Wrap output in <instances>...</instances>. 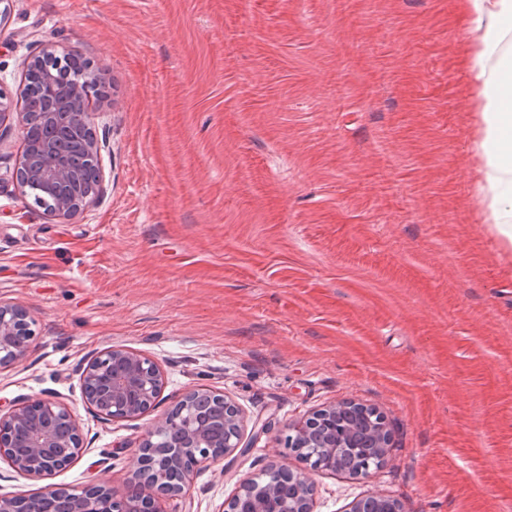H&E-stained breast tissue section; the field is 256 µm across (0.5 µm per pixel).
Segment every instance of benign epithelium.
Instances as JSON below:
<instances>
[{
	"mask_svg": "<svg viewBox=\"0 0 512 512\" xmlns=\"http://www.w3.org/2000/svg\"><path fill=\"white\" fill-rule=\"evenodd\" d=\"M55 111H40L26 100L19 107L0 95V128L16 122L26 130L39 119L56 134L78 129L85 134L77 156L49 142L25 144L16 180L27 194L34 186L54 193L52 214L67 220L93 205L100 195L95 186L84 195L61 187L84 160L102 173L100 148L93 137L94 113L89 101L101 97L104 87L94 72L86 81L51 87ZM29 312L0 304V367L21 362L34 335ZM163 379L148 356L124 347H112L90 357L80 372L82 404L104 422L143 419L156 405ZM245 419L241 409L224 394L198 387L186 392L175 407L148 423L135 450V464L122 485H90L80 491L49 482L87 450L82 428L71 405L49 393L3 409L0 407V459L32 481L45 485L25 496L0 495V512H166V502L180 495L198 468L228 457L241 456ZM284 447L296 452L315 470L336 473L340 447L376 448L380 461L389 455L390 435L376 410L356 403L327 405L311 416L288 424ZM164 467L171 479L153 482V471ZM314 512V485L301 472L270 464L256 477L243 480L224 505V512ZM346 512H403L400 503L382 494L357 499Z\"/></svg>",
	"mask_w": 512,
	"mask_h": 512,
	"instance_id": "obj_1",
	"label": "benign epithelium"
}]
</instances>
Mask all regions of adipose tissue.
<instances>
[{
	"mask_svg": "<svg viewBox=\"0 0 512 512\" xmlns=\"http://www.w3.org/2000/svg\"><path fill=\"white\" fill-rule=\"evenodd\" d=\"M462 3L472 36L467 70L475 89L473 145L481 160L472 193L512 245V55L503 49L512 32V0Z\"/></svg>",
	"mask_w": 512,
	"mask_h": 512,
	"instance_id": "ef3b65f1",
	"label": "adipose tissue"
}]
</instances>
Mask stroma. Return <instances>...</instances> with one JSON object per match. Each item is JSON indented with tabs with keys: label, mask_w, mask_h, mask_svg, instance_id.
Masks as SVG:
<instances>
[{
	"label": "stroma",
	"mask_w": 512,
	"mask_h": 512,
	"mask_svg": "<svg viewBox=\"0 0 512 512\" xmlns=\"http://www.w3.org/2000/svg\"><path fill=\"white\" fill-rule=\"evenodd\" d=\"M458 0H15L0 93L45 48L82 56L103 189L61 222L22 194L0 136V301L34 316L0 405L52 391L88 452L55 483L118 479L144 421L101 422L78 370L113 346L164 375L158 419L205 385L248 451L169 512H222L291 420L375 408L386 462L309 473L316 512L379 493L405 512H512V250L471 194V42Z\"/></svg>",
	"instance_id": "35a3bbf8"
}]
</instances>
